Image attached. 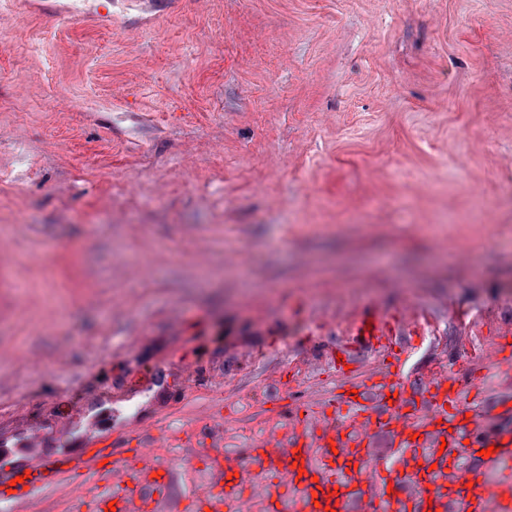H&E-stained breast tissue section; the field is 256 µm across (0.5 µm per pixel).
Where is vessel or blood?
Instances as JSON below:
<instances>
[{
    "label": "vessel or blood",
    "mask_w": 512,
    "mask_h": 512,
    "mask_svg": "<svg viewBox=\"0 0 512 512\" xmlns=\"http://www.w3.org/2000/svg\"><path fill=\"white\" fill-rule=\"evenodd\" d=\"M435 374L426 408L404 411L401 386L378 384L377 404L338 394L345 428L328 420L320 434L284 441L269 433L248 448L247 459H226L219 479L186 503L187 512H248L249 492L258 491L270 512H512V425L480 431L461 420L458 394ZM391 433L388 454L370 444ZM490 456H482V449ZM180 457L153 462L146 441L122 449L105 444L75 462H23L0 473V504L22 507L45 489L74 474H111V487L96 499L102 512L115 504L128 512H158L166 500ZM270 474L255 487L252 468Z\"/></svg>",
    "instance_id": "b4317fda"
}]
</instances>
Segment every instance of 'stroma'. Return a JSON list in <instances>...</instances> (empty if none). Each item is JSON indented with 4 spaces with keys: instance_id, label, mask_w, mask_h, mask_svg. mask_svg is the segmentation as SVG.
I'll list each match as a JSON object with an SVG mask.
<instances>
[{
    "instance_id": "35a3bbf8",
    "label": "stroma",
    "mask_w": 512,
    "mask_h": 512,
    "mask_svg": "<svg viewBox=\"0 0 512 512\" xmlns=\"http://www.w3.org/2000/svg\"><path fill=\"white\" fill-rule=\"evenodd\" d=\"M369 312L415 406L512 335V0H0L1 470L141 438L174 512Z\"/></svg>"
}]
</instances>
